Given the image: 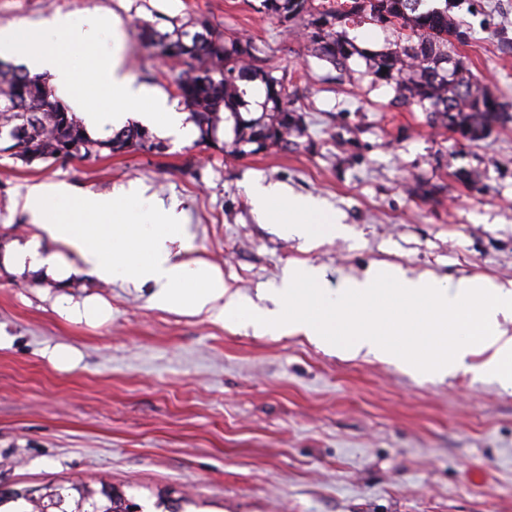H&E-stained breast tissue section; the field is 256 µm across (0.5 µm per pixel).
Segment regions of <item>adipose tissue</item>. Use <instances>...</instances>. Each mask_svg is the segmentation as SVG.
I'll list each match as a JSON object with an SVG mask.
<instances>
[{
	"label": "adipose tissue",
	"instance_id": "1",
	"mask_svg": "<svg viewBox=\"0 0 512 512\" xmlns=\"http://www.w3.org/2000/svg\"><path fill=\"white\" fill-rule=\"evenodd\" d=\"M28 67L49 72L58 97L83 115L88 130L121 129L129 121L161 115L165 130L189 137L181 113L157 90L134 84L122 71V39L113 32L111 46L97 54L99 86L111 89L112 107L103 110L79 95L70 70L62 66L55 45L32 39L24 52ZM262 223L288 239L315 241L336 237L344 224L326 214L321 201L289 192L279 184L246 187ZM66 185H33L23 206L31 216L32 234L14 239L0 251V267L63 288L54 301L64 320L91 329L107 326L112 304L98 294L69 295L86 281L109 283L124 278L135 287L149 286L152 307L181 315L208 314L212 323L236 322L257 335H300L325 352L349 358L373 357L406 371L424 370L441 379L471 369L483 355L479 371L512 388V337L502 330L512 322V281L440 280L414 276L400 267L370 266L362 277L325 285L315 267L289 268L279 288L260 291L257 299L227 294L222 272L201 260L187 261L172 243L184 237L182 215L154 205L149 224H126L122 218L140 201L137 190L123 196L87 193L81 213L98 216L95 224L54 217L47 202L68 195Z\"/></svg>",
	"mask_w": 512,
	"mask_h": 512
}]
</instances>
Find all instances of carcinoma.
<instances>
[{"mask_svg": "<svg viewBox=\"0 0 512 512\" xmlns=\"http://www.w3.org/2000/svg\"><path fill=\"white\" fill-rule=\"evenodd\" d=\"M425 0H257L253 8L280 25L301 23L307 30L311 56L328 63L342 76L351 75L349 61L365 59L368 74L393 86L399 107L420 106L431 124L448 127L453 113L465 140L481 139L493 126L512 120L504 102L481 86L464 63L454 57L453 41H463L460 24L448 8H422ZM357 19H369L401 36L402 42L377 51L359 48L346 35ZM155 17L138 27L140 44L164 58L188 59L190 67L175 81L188 119L199 141L219 145V123L233 121L232 153L257 154L269 147L286 150L304 131L302 115L286 96V76L276 77L261 64L253 42L224 36L206 19L192 29L159 28ZM260 82L265 89L261 115L246 119L247 92L242 84ZM23 123V133L9 149L15 158L34 160H97L143 151L154 141L147 129L131 124L105 139L91 137L73 112L56 97L47 78L22 65L0 60V132ZM22 500L24 512H140V506L109 485L93 490L80 481L28 490L0 488V507Z\"/></svg>", "mask_w": 512, "mask_h": 512, "instance_id": "cac0c4a2", "label": "carcinoma"}]
</instances>
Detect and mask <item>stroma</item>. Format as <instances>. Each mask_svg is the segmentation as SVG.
<instances>
[{
	"label": "stroma",
	"instance_id": "1",
	"mask_svg": "<svg viewBox=\"0 0 512 512\" xmlns=\"http://www.w3.org/2000/svg\"><path fill=\"white\" fill-rule=\"evenodd\" d=\"M448 12L468 35L458 56L512 103V0H448ZM57 14L73 26L51 39L98 106L112 103L95 82L112 26L130 76L171 97L182 65L139 47L137 26L204 18L287 75L306 129L294 148L248 156L169 137L161 155L27 165L0 152V247L32 233L22 200L33 184L71 186L48 207L75 222L78 195L138 183L146 201L183 210L192 257L243 296L301 263L321 267L331 288L376 262L512 280V121L475 142L429 125L419 106L395 107L394 88L362 58L337 78L311 56L301 25L281 26L247 0H0L1 29L32 33ZM253 181L319 198L347 235L314 245L278 236L251 210ZM87 289L112 303L102 329L61 319L57 286L0 270V329L12 339L0 349V483L37 494L106 483L141 506L182 499L183 512H512V388L473 371L410 375L301 336L162 311L122 278ZM57 343L81 351L78 367L47 362L43 350Z\"/></svg>",
	"mask_w": 512,
	"mask_h": 512
}]
</instances>
